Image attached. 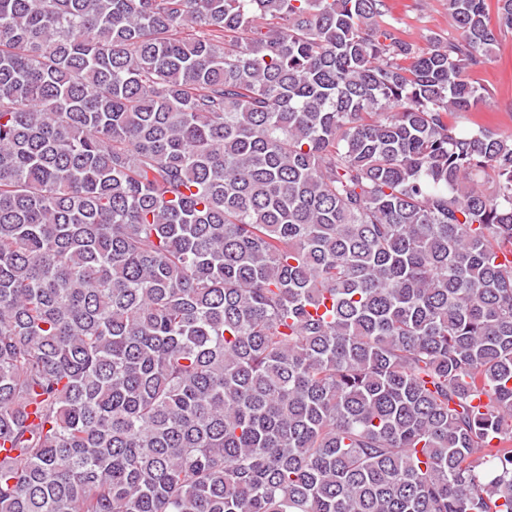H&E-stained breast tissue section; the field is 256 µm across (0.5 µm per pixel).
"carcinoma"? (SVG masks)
Segmentation results:
<instances>
[{
    "instance_id": "carcinoma-1",
    "label": "carcinoma",
    "mask_w": 512,
    "mask_h": 512,
    "mask_svg": "<svg viewBox=\"0 0 512 512\" xmlns=\"http://www.w3.org/2000/svg\"><path fill=\"white\" fill-rule=\"evenodd\" d=\"M446 5L0 0V512H512V0ZM387 21L400 27L418 51L425 50L431 36L448 37L445 0H389ZM471 81L489 95L481 112H471L472 121L489 122L504 138L512 137V32L505 33L492 58L470 75Z\"/></svg>"
}]
</instances>
